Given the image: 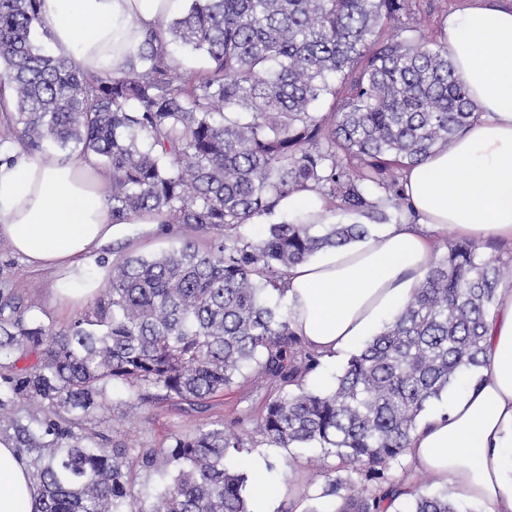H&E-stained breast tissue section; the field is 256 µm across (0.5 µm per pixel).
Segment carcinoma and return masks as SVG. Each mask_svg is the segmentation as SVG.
<instances>
[{
    "mask_svg": "<svg viewBox=\"0 0 512 512\" xmlns=\"http://www.w3.org/2000/svg\"><path fill=\"white\" fill-rule=\"evenodd\" d=\"M411 0H188L148 32L118 75H92L46 52L39 0H0V149L97 158L111 174L112 223L133 213L210 231L158 254L128 252L110 286L65 326L28 319L19 289L0 296V358H34L0 375V414L18 447L37 452L41 512H248L245 473L227 459L258 445L323 449L334 512H385L426 405L484 367L486 318L512 271L470 240L446 245L410 298L348 360L326 392L305 388L322 363L268 301L288 270L363 241L408 203L403 171L470 124L471 102L443 45L408 22ZM390 33L383 34L384 28ZM178 43L206 68L178 79ZM348 88L327 113L311 104ZM11 92L3 99L4 89ZM311 188L351 224L242 229ZM253 370L268 393L253 414L170 434L135 449L81 422L109 392L145 414L163 401L203 408ZM25 419H13L15 409ZM338 459L335 466L328 459ZM156 504L137 496L134 467L159 464ZM409 512H456L414 496Z\"/></svg>",
    "mask_w": 512,
    "mask_h": 512,
    "instance_id": "carcinoma-1",
    "label": "carcinoma"
}]
</instances>
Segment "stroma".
<instances>
[{"label": "stroma", "instance_id": "1", "mask_svg": "<svg viewBox=\"0 0 512 512\" xmlns=\"http://www.w3.org/2000/svg\"><path fill=\"white\" fill-rule=\"evenodd\" d=\"M462 0H413L412 9L421 21V28L428 41L440 42L443 20L448 12L460 8ZM189 233L180 224L170 225L157 233L144 232L142 225L130 224L121 244L125 251L150 255L176 244ZM55 273L29 267L13 252L0 253V289L5 285L23 289V307L27 316L47 325L68 324L79 313L78 308L58 304L53 298ZM258 388L253 381H240L226 391L224 396L212 401L209 407L190 410L165 402L151 408L145 420H133L124 415L123 402L127 391L114 386L112 407L103 415L84 421L85 430L123 440L135 447L163 448L169 433H186L198 425L224 420L233 408H247L256 399ZM267 456V478L280 486L281 494L273 512H333L335 497L325 495L327 478L317 470L316 461L322 456L320 445L305 448L264 447Z\"/></svg>", "mask_w": 512, "mask_h": 512}]
</instances>
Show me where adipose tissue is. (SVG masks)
Listing matches in <instances>:
<instances>
[{"label": "adipose tissue", "instance_id": "ef3b65f1", "mask_svg": "<svg viewBox=\"0 0 512 512\" xmlns=\"http://www.w3.org/2000/svg\"><path fill=\"white\" fill-rule=\"evenodd\" d=\"M184 0H40L56 56L88 73L122 72L145 33L180 13ZM443 42L473 105L468 129L404 176L412 213L383 233L330 250L288 272L292 327L324 358L358 344L404 304L434 259L441 233L512 244V6L468 0L448 14ZM110 174L94 158L16 150L0 164V239L37 269L61 272L64 304L94 296L88 275L100 249L121 237L105 190ZM278 210L325 224L333 206L311 189ZM486 369L446 412L420 422L407 457L437 485L512 512V284L487 318ZM0 512H40L28 460L0 439Z\"/></svg>", "mask_w": 512, "mask_h": 512}]
</instances>
